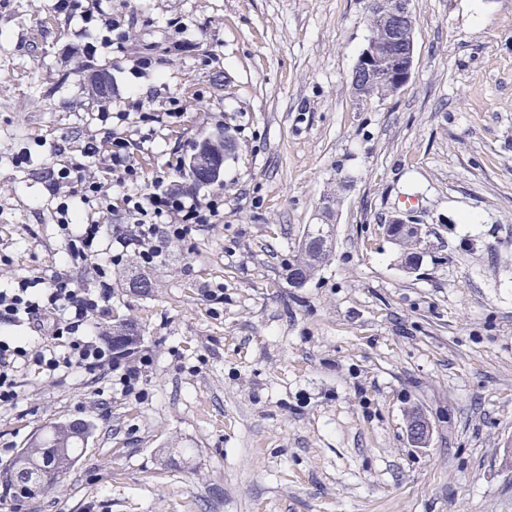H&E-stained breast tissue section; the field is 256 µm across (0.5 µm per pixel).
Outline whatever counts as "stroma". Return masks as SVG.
Returning a JSON list of instances; mask_svg holds the SVG:
<instances>
[{"label":"stroma","instance_id":"stroma-1","mask_svg":"<svg viewBox=\"0 0 512 512\" xmlns=\"http://www.w3.org/2000/svg\"><path fill=\"white\" fill-rule=\"evenodd\" d=\"M367 0H0V289L66 269L56 206L126 227L59 170L106 178L88 143L128 141L146 188L224 205L153 265L130 245L112 314L149 357L133 392L81 369L17 374L0 466L62 420H90L52 492L0 512H512V0H413L415 59L393 96L351 86ZM49 18L45 30L37 21ZM112 75L102 104L75 73ZM235 142L219 181L176 163ZM334 249L288 268L321 200ZM427 227L406 272L385 225ZM148 282L145 291L132 279ZM428 447L406 435L410 410ZM407 437L409 442L418 448L428 446L431 429L428 419L423 413H418L414 418L411 417L407 424Z\"/></svg>","mask_w":512,"mask_h":512}]
</instances>
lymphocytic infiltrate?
<instances>
[{
  "label": "lymphocytic infiltrate",
  "instance_id": "1",
  "mask_svg": "<svg viewBox=\"0 0 512 512\" xmlns=\"http://www.w3.org/2000/svg\"><path fill=\"white\" fill-rule=\"evenodd\" d=\"M125 142H112L110 159L116 184L125 191L124 203L134 225L119 230L115 241L118 251L102 247L104 227L91 222L76 223L67 201L56 207L57 221L65 237V258L93 266L98 283L92 288H77L67 272H55L48 286L39 278L18 277L15 285L0 290V325L21 319H45L49 328L50 350H31L0 338V404L17 405L20 393L15 365H34L38 370L54 373L73 366L96 371L112 364V350L101 344L93 333L95 319L108 315L112 285L107 277L111 266L120 264L130 242L140 245L144 263H153L170 241L184 240L195 227L210 223L218 216V200L201 201L169 191L152 192L138 185V173L125 163Z\"/></svg>",
  "mask_w": 512,
  "mask_h": 512
}]
</instances>
